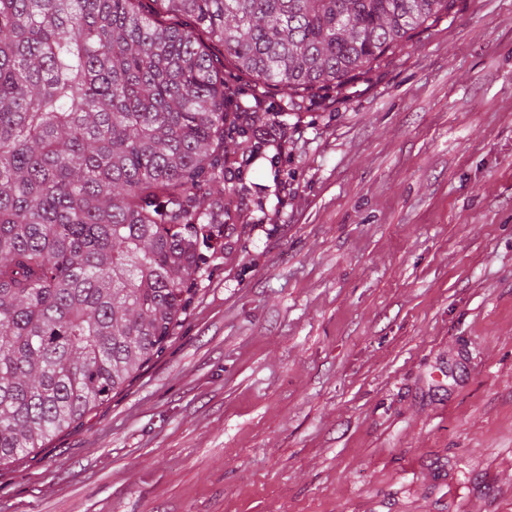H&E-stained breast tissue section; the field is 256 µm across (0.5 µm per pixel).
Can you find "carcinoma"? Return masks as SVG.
<instances>
[{
  "mask_svg": "<svg viewBox=\"0 0 512 512\" xmlns=\"http://www.w3.org/2000/svg\"><path fill=\"white\" fill-rule=\"evenodd\" d=\"M0 0V463L162 353L267 112L341 87L455 0Z\"/></svg>",
  "mask_w": 512,
  "mask_h": 512,
  "instance_id": "1",
  "label": "carcinoma"
}]
</instances>
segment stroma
<instances>
[{"label":"stroma","instance_id":"1","mask_svg":"<svg viewBox=\"0 0 512 512\" xmlns=\"http://www.w3.org/2000/svg\"><path fill=\"white\" fill-rule=\"evenodd\" d=\"M272 112L164 351L0 512H512V0Z\"/></svg>","mask_w":512,"mask_h":512}]
</instances>
